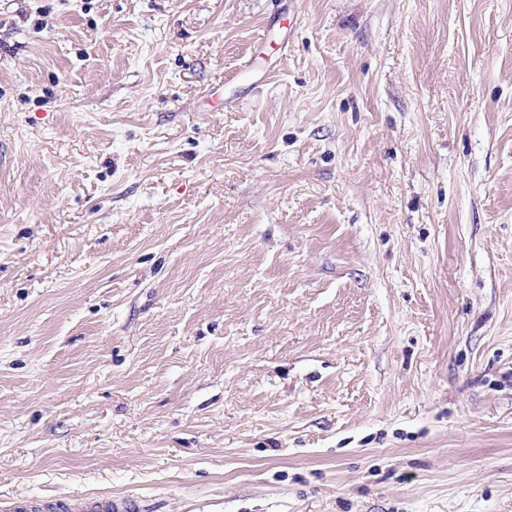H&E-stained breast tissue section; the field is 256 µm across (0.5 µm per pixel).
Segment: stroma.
<instances>
[{
    "instance_id": "1",
    "label": "stroma",
    "mask_w": 512,
    "mask_h": 512,
    "mask_svg": "<svg viewBox=\"0 0 512 512\" xmlns=\"http://www.w3.org/2000/svg\"><path fill=\"white\" fill-rule=\"evenodd\" d=\"M512 512V0H0V503ZM3 512H140L139 502L125 495L83 498H17L0 505Z\"/></svg>"
}]
</instances>
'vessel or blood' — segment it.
<instances>
[{"label": "vessel or blood", "mask_w": 512, "mask_h": 512, "mask_svg": "<svg viewBox=\"0 0 512 512\" xmlns=\"http://www.w3.org/2000/svg\"><path fill=\"white\" fill-rule=\"evenodd\" d=\"M0 512H141V506L136 499L125 495L17 498L1 504Z\"/></svg>", "instance_id": "1"}]
</instances>
